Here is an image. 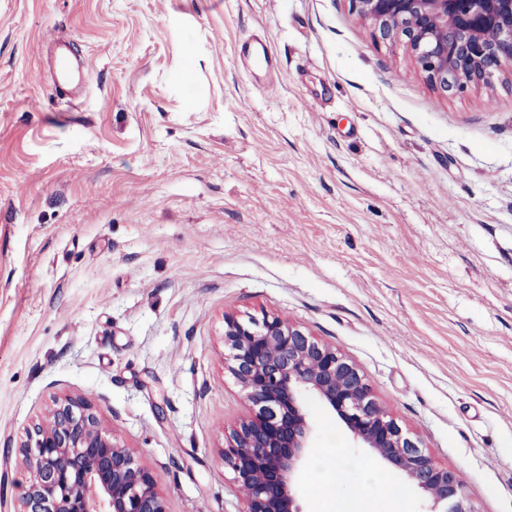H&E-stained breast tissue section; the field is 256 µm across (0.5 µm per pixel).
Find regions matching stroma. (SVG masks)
<instances>
[{
    "mask_svg": "<svg viewBox=\"0 0 512 512\" xmlns=\"http://www.w3.org/2000/svg\"><path fill=\"white\" fill-rule=\"evenodd\" d=\"M255 39L273 70L242 56ZM63 41L86 63L66 95ZM228 312L336 346L472 512H512V60L433 89L348 0H0V512L60 393L98 407L169 512H240ZM310 409L303 512L371 472L401 494L363 512H428ZM54 79L53 84L58 93L66 94L78 87L83 79L85 62L72 55L67 47L57 44L53 50Z\"/></svg>",
    "mask_w": 512,
    "mask_h": 512,
    "instance_id": "obj_1",
    "label": "stroma"
}]
</instances>
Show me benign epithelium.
Returning <instances> with one entry per match:
<instances>
[{"label":"benign epithelium","instance_id":"1","mask_svg":"<svg viewBox=\"0 0 512 512\" xmlns=\"http://www.w3.org/2000/svg\"><path fill=\"white\" fill-rule=\"evenodd\" d=\"M383 41L402 40L441 90L491 83L512 59V0H349ZM228 370L249 411L224 435L222 456L242 493L241 512H302L297 481L311 450L308 400L333 411L360 448L401 474L429 512H471L456 471L437 466L385 410L335 347L278 314L224 315ZM29 470L18 512H168L167 496L136 451L101 422L85 397L63 395L27 429Z\"/></svg>","mask_w":512,"mask_h":512}]
</instances>
